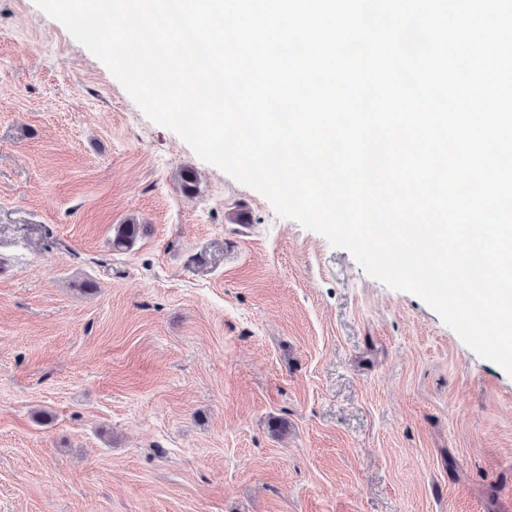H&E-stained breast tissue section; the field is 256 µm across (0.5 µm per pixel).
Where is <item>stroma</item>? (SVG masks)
Instances as JSON below:
<instances>
[{
	"mask_svg": "<svg viewBox=\"0 0 512 512\" xmlns=\"http://www.w3.org/2000/svg\"><path fill=\"white\" fill-rule=\"evenodd\" d=\"M0 512H512V375L0 0ZM141 224H117L113 228L112 247L124 250L131 248L142 234Z\"/></svg>",
	"mask_w": 512,
	"mask_h": 512,
	"instance_id": "stroma-1",
	"label": "stroma"
}]
</instances>
